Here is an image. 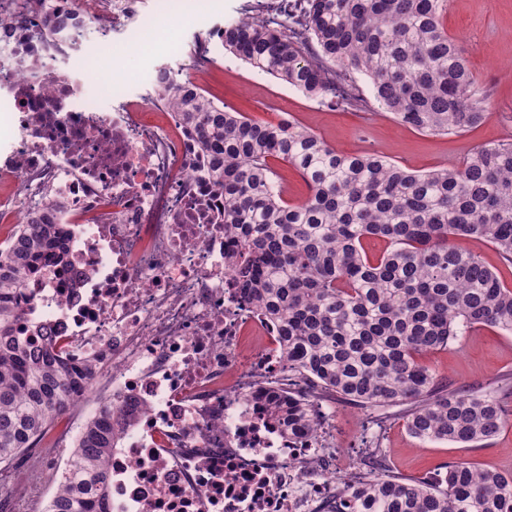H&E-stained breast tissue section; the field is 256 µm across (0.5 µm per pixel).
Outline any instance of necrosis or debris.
I'll use <instances>...</instances> for the list:
<instances>
[{
    "label": "necrosis or debris",
    "mask_w": 512,
    "mask_h": 512,
    "mask_svg": "<svg viewBox=\"0 0 512 512\" xmlns=\"http://www.w3.org/2000/svg\"><path fill=\"white\" fill-rule=\"evenodd\" d=\"M56 30L68 0H0V106L14 115L0 152V211L37 209L75 231L82 275H33L18 299L20 334L60 329L61 351L97 366L80 402L112 420V512H326L337 488L372 478L344 468L336 409L288 367L281 331L244 297L196 134L155 92L135 104L122 76L99 71L117 32L148 49L136 0H90ZM98 74L111 107L86 94ZM311 405L315 430L289 434L273 396Z\"/></svg>",
    "instance_id": "necrosis-or-debris-1"
}]
</instances>
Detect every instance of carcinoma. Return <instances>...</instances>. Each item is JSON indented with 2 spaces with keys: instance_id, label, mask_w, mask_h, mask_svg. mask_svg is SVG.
I'll return each instance as SVG.
<instances>
[{
  "instance_id": "carcinoma-1",
  "label": "carcinoma",
  "mask_w": 512,
  "mask_h": 512,
  "mask_svg": "<svg viewBox=\"0 0 512 512\" xmlns=\"http://www.w3.org/2000/svg\"><path fill=\"white\" fill-rule=\"evenodd\" d=\"M301 20L254 14L222 28L224 49L327 108L378 109L417 130L479 125L494 90L474 87L443 17L448 0H301ZM366 75L372 97L355 73ZM154 84L198 133L224 227L247 243L239 285L282 327L297 373L322 398L364 411L396 408L420 440L476 443L509 423L501 396L450 389L419 361L475 326L512 333V286L460 242L485 238L512 262V142L476 148L462 163L416 173L376 153L345 155L292 121L250 119L160 68ZM296 167L309 194L289 203L272 161ZM385 241L376 258L364 241ZM72 229L29 215L0 245V470L15 465L76 406L96 365L74 362L49 332L16 334V297L42 270L71 265ZM291 433L309 407L272 404ZM112 423L90 417L75 438L44 512H110ZM378 471L336 491L327 512H512V472L452 463L435 482Z\"/></svg>"
}]
</instances>
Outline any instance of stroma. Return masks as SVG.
Here are the masks:
<instances>
[{
    "label": "stroma",
    "mask_w": 512,
    "mask_h": 512,
    "mask_svg": "<svg viewBox=\"0 0 512 512\" xmlns=\"http://www.w3.org/2000/svg\"><path fill=\"white\" fill-rule=\"evenodd\" d=\"M246 2L207 0L205 12L193 25L154 18L165 37L152 53L128 45L109 58L114 69L127 74L130 99L139 100L159 67L186 78L187 60L170 54L168 36L194 43L201 30L242 17ZM444 25L463 47L476 85L495 90L484 121L462 133L428 134L387 113L328 109L226 51L221 54V68L208 73L201 89L215 103L247 117L290 119L343 153L374 152L416 172L432 171L463 161L478 147L512 139V0H449ZM420 360L450 387L494 391L512 376V333L474 327L448 346L423 353ZM85 419L80 409L70 410L58 419L55 429L56 434L66 435V442L36 448L14 470L0 473V484L12 492L8 512H44L71 450L70 439ZM373 434L395 476L428 479L452 462L512 471V424L492 439L469 446L420 440L408 432L403 419L394 417L374 428Z\"/></svg>",
    "instance_id": "1"
}]
</instances>
